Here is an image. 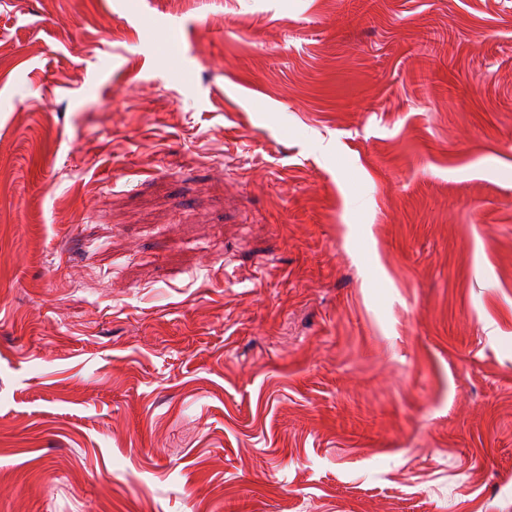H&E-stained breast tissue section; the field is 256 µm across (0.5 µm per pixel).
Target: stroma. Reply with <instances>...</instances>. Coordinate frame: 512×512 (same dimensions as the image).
<instances>
[{"mask_svg":"<svg viewBox=\"0 0 512 512\" xmlns=\"http://www.w3.org/2000/svg\"><path fill=\"white\" fill-rule=\"evenodd\" d=\"M0 512H512V0H0Z\"/></svg>","mask_w":512,"mask_h":512,"instance_id":"obj_1","label":"stroma"}]
</instances>
